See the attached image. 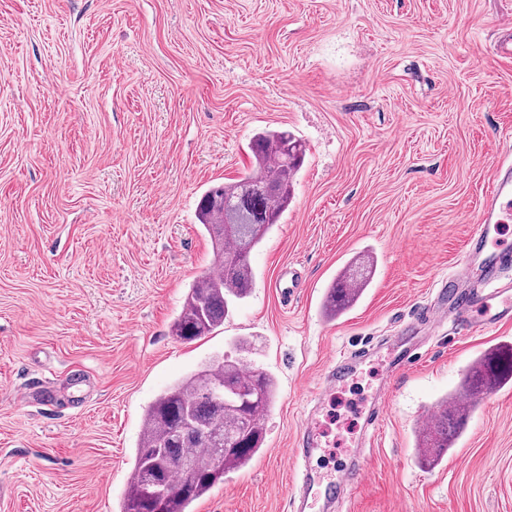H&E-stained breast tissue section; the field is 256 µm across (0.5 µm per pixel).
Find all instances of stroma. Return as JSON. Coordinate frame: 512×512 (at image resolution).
<instances>
[{
  "mask_svg": "<svg viewBox=\"0 0 512 512\" xmlns=\"http://www.w3.org/2000/svg\"><path fill=\"white\" fill-rule=\"evenodd\" d=\"M512 0H0V512H121L143 413L228 355L272 374L262 451L192 512H292L287 448L310 424L335 512H512V383L447 458L416 424L512 322L405 330L512 152ZM306 148L293 197L213 334L171 325L213 265L204 190L252 167L255 133ZM376 273L336 318L352 259ZM297 271L292 294L279 282ZM413 363L397 368L409 347ZM349 361L319 402L333 360ZM383 402L378 424L368 415ZM368 268L355 267L354 269H343L336 277V281L328 289L323 309L327 316L336 318L347 309L353 307L362 297L365 288L368 287L372 278L373 266L369 260ZM350 286V288H347Z\"/></svg>",
  "mask_w": 512,
  "mask_h": 512,
  "instance_id": "stroma-1",
  "label": "stroma"
}]
</instances>
